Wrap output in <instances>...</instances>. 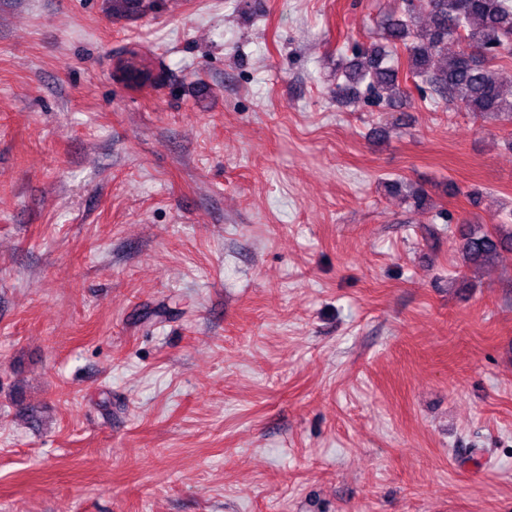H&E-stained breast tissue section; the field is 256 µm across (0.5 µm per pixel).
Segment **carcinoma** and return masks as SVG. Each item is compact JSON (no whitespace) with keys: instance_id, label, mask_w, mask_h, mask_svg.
Returning a JSON list of instances; mask_svg holds the SVG:
<instances>
[{"instance_id":"cac0c4a2","label":"carcinoma","mask_w":512,"mask_h":512,"mask_svg":"<svg viewBox=\"0 0 512 512\" xmlns=\"http://www.w3.org/2000/svg\"><path fill=\"white\" fill-rule=\"evenodd\" d=\"M403 17L381 21L383 41L358 49L341 69L344 81L336 83V99L365 92L378 105L395 107L404 90L399 81L398 50L407 55L413 77L445 100L467 112L512 118V91L504 94L492 67L512 58V0H403ZM159 0H112V15L128 17L156 11ZM424 12L429 27L414 31L409 18ZM455 41L458 51L447 52ZM460 251L468 263L481 264L504 250H512V225L491 228L463 224Z\"/></svg>"}]
</instances>
